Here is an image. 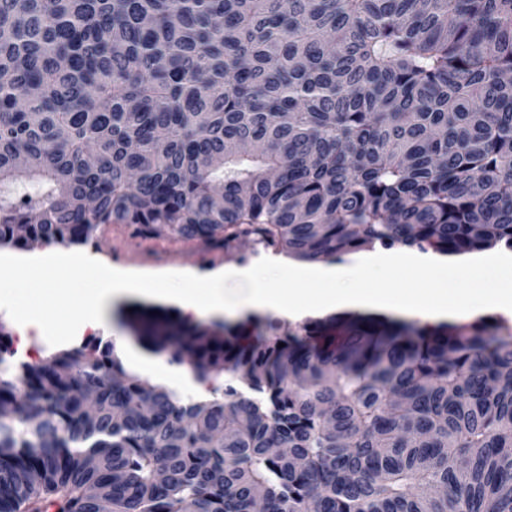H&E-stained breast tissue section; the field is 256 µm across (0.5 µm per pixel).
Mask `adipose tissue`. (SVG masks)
<instances>
[{
  "label": "adipose tissue",
  "instance_id": "adipose-tissue-1",
  "mask_svg": "<svg viewBox=\"0 0 512 512\" xmlns=\"http://www.w3.org/2000/svg\"><path fill=\"white\" fill-rule=\"evenodd\" d=\"M75 272L82 275L81 300L70 325L76 336L97 329L107 305L129 295L174 304L186 317L253 312L295 322L371 310L432 324L492 310L512 319V288L503 284L512 276V252L505 250L454 257L401 246L356 253L335 263H301L279 254L258 265H224L201 273L190 267L133 270L106 264L89 251L50 244L30 253L0 249V308L18 314L22 340L53 343V331L37 310L20 309L19 302L47 290L52 275ZM372 273L385 281L409 275L417 281L395 292L366 284ZM277 279L292 283L293 291L278 293L273 285ZM312 285L321 288L314 297L306 294ZM119 350L131 368L159 384L195 385L188 368L144 357L125 344Z\"/></svg>",
  "mask_w": 512,
  "mask_h": 512
}]
</instances>
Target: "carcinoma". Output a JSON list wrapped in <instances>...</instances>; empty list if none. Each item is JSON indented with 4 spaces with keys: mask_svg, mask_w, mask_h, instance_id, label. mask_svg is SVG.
<instances>
[{
    "mask_svg": "<svg viewBox=\"0 0 512 512\" xmlns=\"http://www.w3.org/2000/svg\"><path fill=\"white\" fill-rule=\"evenodd\" d=\"M512 248V0H0V247ZM5 364L0 512H512V334L308 320Z\"/></svg>",
    "mask_w": 512,
    "mask_h": 512,
    "instance_id": "cac0c4a2",
    "label": "carcinoma"
}]
</instances>
